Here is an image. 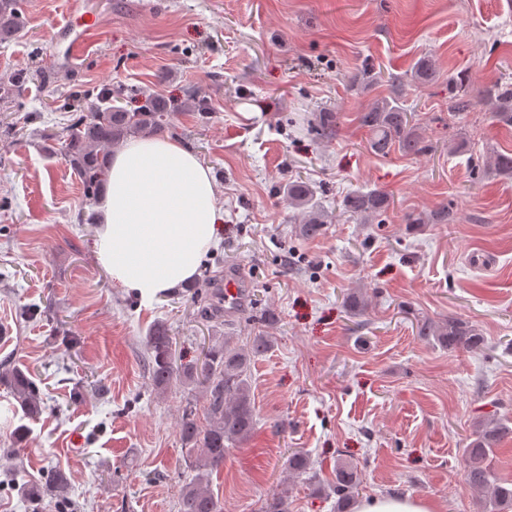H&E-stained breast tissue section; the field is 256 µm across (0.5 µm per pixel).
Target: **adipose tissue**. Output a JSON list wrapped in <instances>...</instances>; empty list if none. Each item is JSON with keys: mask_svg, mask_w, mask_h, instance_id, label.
Returning <instances> with one entry per match:
<instances>
[{"mask_svg": "<svg viewBox=\"0 0 512 512\" xmlns=\"http://www.w3.org/2000/svg\"><path fill=\"white\" fill-rule=\"evenodd\" d=\"M224 211L209 170L174 140L134 139L107 171L94 246L118 287L149 303L189 282L216 245ZM354 512H443L400 493L364 497Z\"/></svg>", "mask_w": 512, "mask_h": 512, "instance_id": "adipose-tissue-1", "label": "adipose tissue"}]
</instances>
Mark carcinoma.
I'll return each mask as SVG.
<instances>
[{
    "mask_svg": "<svg viewBox=\"0 0 512 512\" xmlns=\"http://www.w3.org/2000/svg\"><path fill=\"white\" fill-rule=\"evenodd\" d=\"M25 26L18 11L17 0H0V43L17 36ZM437 75L434 62L422 57L414 64L410 77L417 84H428ZM477 94L497 119L512 124V84L495 83L477 91L471 89L468 78L457 83V93L450 108L467 112L472 94ZM100 105L81 115L69 125L60 140V154L81 179L85 193L95 198L104 188L106 163L111 149L130 137H153L170 129L171 113L162 100L154 95L145 96V103L130 112L114 103L112 92L102 90ZM410 112L399 98L398 91L375 99L359 113L358 122L367 129L368 147L378 156L385 157L397 150L406 154H419L428 150L413 123ZM288 205L304 215L298 225L301 237L313 239L323 233L330 216L321 211L315 199L316 189L300 178L290 180L282 187ZM391 197L382 190L355 191L343 200L344 210L367 221L382 223L389 211ZM452 220L448 206L444 205L430 215L409 214L408 224H446ZM416 336L449 351L476 348L483 336L474 325L461 319L434 321L429 318L418 322ZM173 337L169 328L155 323L146 342L147 362L152 384L164 391L173 379ZM271 348V337L259 334L245 346L228 336H213L203 358L194 361L183 371L186 382L201 387L204 400V422L197 418L196 406L187 403L178 421V435L185 451L186 467L194 472L183 487L178 500V512H224V502L211 489L212 475L224 467V455L233 446L247 440L257 425L254 397L251 395V365L254 358ZM0 382L11 390L23 417L35 421L43 411V402L32 375L18 367L0 368ZM512 435V427L503 422H489L476 426L472 441L465 449L467 459V485L474 492L490 493L493 512H512V480L497 476L494 468L498 444ZM285 470L291 478H303L311 470L308 455L300 450L288 452ZM332 490L337 496V512H349L355 495L359 494V479L354 468L340 465L336 468ZM288 486L268 495L260 512H289Z\"/></svg>",
    "mask_w": 512,
    "mask_h": 512,
    "instance_id": "1",
    "label": "carcinoma"
}]
</instances>
